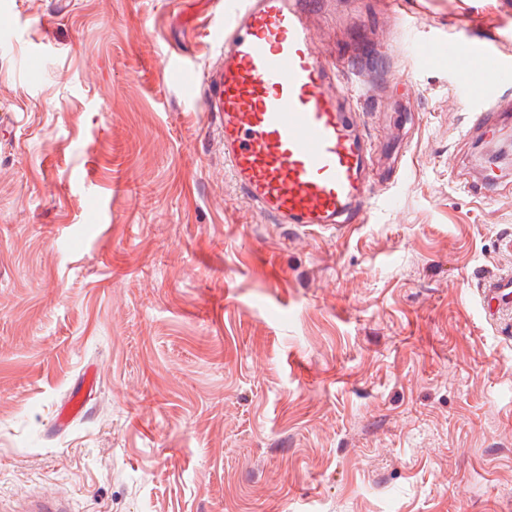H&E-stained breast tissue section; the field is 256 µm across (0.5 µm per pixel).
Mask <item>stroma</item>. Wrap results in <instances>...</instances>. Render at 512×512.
<instances>
[{"instance_id":"stroma-1","label":"stroma","mask_w":512,"mask_h":512,"mask_svg":"<svg viewBox=\"0 0 512 512\" xmlns=\"http://www.w3.org/2000/svg\"><path fill=\"white\" fill-rule=\"evenodd\" d=\"M223 21L0 0V512H512V318L482 293L512 194L466 191L464 60L422 52L512 56V0H320L392 203L314 234L225 174Z\"/></svg>"}]
</instances>
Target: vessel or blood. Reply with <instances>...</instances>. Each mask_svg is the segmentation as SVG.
Returning <instances> with one entry per match:
<instances>
[{"mask_svg": "<svg viewBox=\"0 0 512 512\" xmlns=\"http://www.w3.org/2000/svg\"><path fill=\"white\" fill-rule=\"evenodd\" d=\"M315 0H228L221 58L204 101L220 119L224 163L241 196L272 223L311 231L367 223L378 201L366 173L372 149L339 106L334 64L320 56L309 23ZM448 52L475 62L457 80L480 100L470 134L487 135L505 114L512 59L482 43L452 41ZM485 293L512 308V276L488 280Z\"/></svg>", "mask_w": 512, "mask_h": 512, "instance_id": "obj_1", "label": "vessel or blood"}]
</instances>
